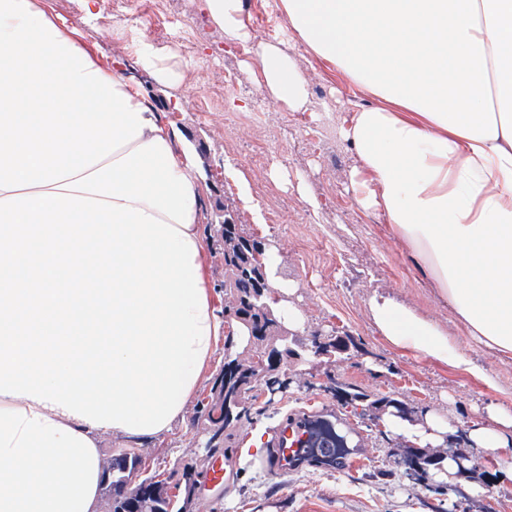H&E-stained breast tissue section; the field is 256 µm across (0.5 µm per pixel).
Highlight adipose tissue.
Instances as JSON below:
<instances>
[{
  "instance_id": "adipose-tissue-1",
  "label": "adipose tissue",
  "mask_w": 512,
  "mask_h": 512,
  "mask_svg": "<svg viewBox=\"0 0 512 512\" xmlns=\"http://www.w3.org/2000/svg\"><path fill=\"white\" fill-rule=\"evenodd\" d=\"M228 44L252 46L273 102L307 80L255 39L246 0H203ZM290 33L373 96L342 135L355 200L447 303L468 343L512 355V0H278ZM198 165L141 90L47 0H0V512H99L103 436L156 437L181 417L225 339L211 293ZM397 350L486 372L435 320L374 292ZM437 452L439 483L512 467V412L456 425L387 413ZM466 443L460 456L455 443Z\"/></svg>"
}]
</instances>
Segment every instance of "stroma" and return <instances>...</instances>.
Returning a JSON list of instances; mask_svg holds the SVG:
<instances>
[{"label": "stroma", "mask_w": 512, "mask_h": 512, "mask_svg": "<svg viewBox=\"0 0 512 512\" xmlns=\"http://www.w3.org/2000/svg\"><path fill=\"white\" fill-rule=\"evenodd\" d=\"M49 4L85 43L139 83L197 156L216 307L224 305V262L215 215L225 205L255 239L278 250V274L294 285L291 301L306 317L295 332L299 342L310 344L318 332L348 344L347 353L312 352L307 361L282 367L277 392L259 393L250 405L226 463L227 483L198 490L191 512H454L458 505L466 512H512V478L502 468L486 463L473 473V480L488 487L485 498H473L459 486L438 494L430 478L408 474L404 448L385 432L382 413L336 391L345 382L373 398L404 402L415 415L434 409L464 424L477 406L512 410V357L467 347L448 307L385 238L383 216L364 210L349 191L358 161L341 136L343 120L372 106L373 98L352 90L291 37L275 0H249V9L258 37L282 41L305 74L312 100L303 112L264 98L249 65V45L227 46L223 31L209 23L180 30V23L203 16L202 0H169L163 10L154 0H97L93 19L82 0ZM142 47L169 62L175 78L157 81L136 58ZM255 206L264 213L275 210V219L254 223ZM377 290L442 325L493 385L388 345L367 309ZM223 368V355H216L183 417L167 433L138 441L150 473L176 482L184 466L204 454L210 435L197 419ZM324 408L356 426L347 443L349 452L364 455L361 469L349 472L312 457L277 477L259 466L256 454L246 453L256 428L269 431L289 415Z\"/></svg>", "instance_id": "obj_1"}]
</instances>
